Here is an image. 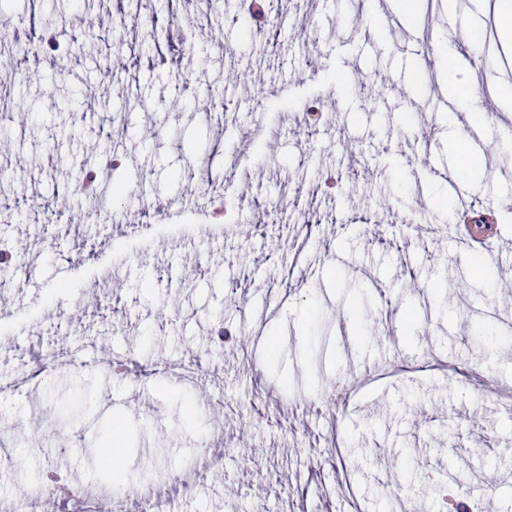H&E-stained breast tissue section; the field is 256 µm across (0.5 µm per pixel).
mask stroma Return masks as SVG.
<instances>
[{"label":"stroma","instance_id":"stroma-1","mask_svg":"<svg viewBox=\"0 0 512 512\" xmlns=\"http://www.w3.org/2000/svg\"><path fill=\"white\" fill-rule=\"evenodd\" d=\"M495 3L433 8L461 32H483L499 26ZM47 9L70 62L59 70L47 49L7 88L26 120L0 136V236L26 242L33 272L0 291V316L15 320L18 344L74 348L83 365L42 375L0 354V438L16 463L0 465V499L21 498L20 469L105 482L87 459L120 420L128 479L112 491L117 503L131 502L130 476L145 471L177 512H294L303 500L314 512H442L438 473L480 490L485 512H512V405L484 385L512 384V273L497 279L494 249L464 251L447 230L462 195L494 208V238L512 244V176L496 173L512 162V110L488 96L487 149L449 146L446 115L428 108L447 72L423 67L418 46L398 49L382 11L352 23L351 0H266L272 15L313 13L316 40L288 22L273 39L246 35L239 0H219L216 42L205 38L211 15L173 0H148L162 30L152 40L117 0ZM478 58L484 80L505 86L512 43L493 37L463 67ZM261 84L277 93L259 104ZM211 91L221 104L207 105ZM307 102L323 103L332 126L299 124ZM107 142L131 157L128 223L114 220L125 205L76 189L105 166ZM230 158L241 177L228 184ZM428 164L446 177L409 179ZM296 171L310 183L297 199L316 218L310 228L270 206ZM216 195L233 200L220 236L209 230ZM392 210L411 229L387 224ZM222 326L243 343H215ZM107 353L159 369L116 375ZM24 371L28 386L12 391ZM351 377L345 405L289 411ZM210 457L219 468L179 498L172 476Z\"/></svg>","mask_w":512,"mask_h":512}]
</instances>
